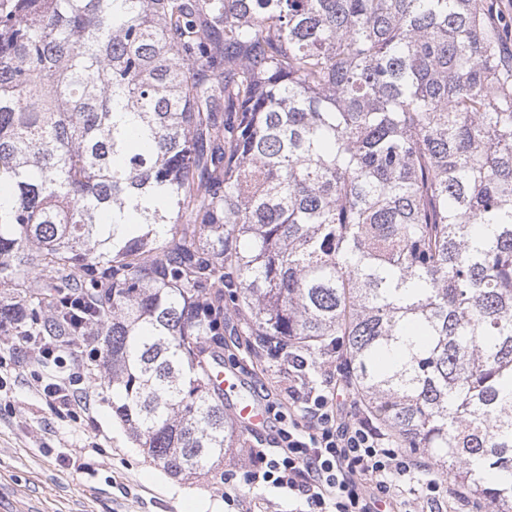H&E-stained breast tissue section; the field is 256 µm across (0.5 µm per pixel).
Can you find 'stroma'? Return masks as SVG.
I'll return each mask as SVG.
<instances>
[{
  "label": "stroma",
  "instance_id": "1",
  "mask_svg": "<svg viewBox=\"0 0 512 512\" xmlns=\"http://www.w3.org/2000/svg\"><path fill=\"white\" fill-rule=\"evenodd\" d=\"M233 310L224 312L228 367L247 389L265 384L288 408V364L260 358ZM39 366L0 341V512H299V502L269 485L246 484V451L265 448L273 429L247 433L230 449L224 476L181 479L154 463L112 413V391L93 380L89 414L57 415L30 388ZM239 488L227 500L225 490Z\"/></svg>",
  "mask_w": 512,
  "mask_h": 512
}]
</instances>
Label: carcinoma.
Returning <instances> with one entry per match:
<instances>
[{
  "label": "carcinoma",
  "mask_w": 512,
  "mask_h": 512,
  "mask_svg": "<svg viewBox=\"0 0 512 512\" xmlns=\"http://www.w3.org/2000/svg\"><path fill=\"white\" fill-rule=\"evenodd\" d=\"M484 0H0V330L101 336L174 477L229 300L512 512V58Z\"/></svg>",
  "instance_id": "cac0c4a2"
}]
</instances>
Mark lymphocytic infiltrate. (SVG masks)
Returning <instances> with one entry per match:
<instances>
[{"mask_svg":"<svg viewBox=\"0 0 512 512\" xmlns=\"http://www.w3.org/2000/svg\"><path fill=\"white\" fill-rule=\"evenodd\" d=\"M27 349L42 370L36 391L57 411H89L93 392L83 370L99 359L93 336H27ZM340 385L289 388L291 406L272 447L260 449L252 483L287 489L306 512H380L396 506L409 484L427 499H439L441 483L422 457L394 447L391 437L340 401Z\"/></svg>","mask_w":512,"mask_h":512,"instance_id":"lymphocytic-infiltrate-1","label":"lymphocytic infiltrate"}]
</instances>
